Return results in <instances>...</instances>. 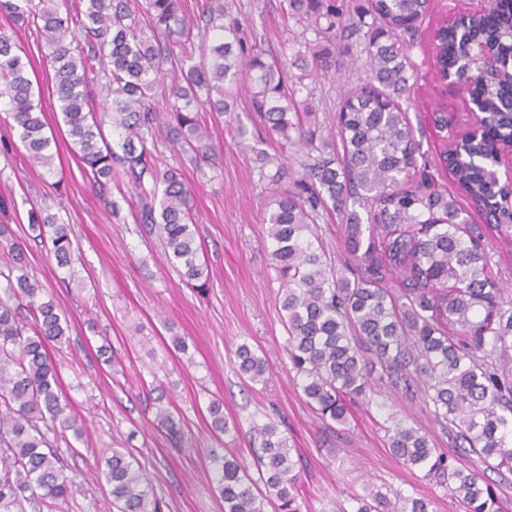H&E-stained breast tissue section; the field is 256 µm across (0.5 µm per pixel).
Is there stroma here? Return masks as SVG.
<instances>
[{
  "label": "stroma",
  "mask_w": 512,
  "mask_h": 512,
  "mask_svg": "<svg viewBox=\"0 0 512 512\" xmlns=\"http://www.w3.org/2000/svg\"><path fill=\"white\" fill-rule=\"evenodd\" d=\"M230 19L239 23L245 46L265 52L270 63L294 54L303 25L284 22L280 0H231ZM466 0H432L411 48L418 80L404 105L427 158H435L434 135L427 112H458L463 97L455 88L436 83L429 63L430 35L441 20L465 9ZM0 27L12 30L29 54L41 91L45 132L56 143L55 173L24 162L20 151L0 153V198L8 208L0 221L10 224L25 243L29 272L69 317L71 344L58 354L64 390L84 420L86 436L74 449H63L74 479V493L57 512H113L97 461L112 449L130 450L165 504L164 512H224L212 481L210 454L231 451L252 465L261 440L256 426L277 422L291 447L301 455L303 512H349L355 495L391 486L415 497L428 496L435 512H464L446 488L423 470L403 468L391 453L380 423L387 416L422 429L433 447L454 453L446 429L432 415L423 396L408 397L387 381L374 380L369 405L354 407L347 425L329 430L307 406L301 382L284 352L281 284L271 269L272 246L263 219L271 192L259 179L258 151L271 143L251 109L248 84H241L234 112L213 134L216 166L206 174L186 167L193 211L202 244L200 257L209 269L205 294L187 288L168 263L156 237L137 224L132 188L117 195L118 213L106 211L80 167L65 129L57 127L58 102L52 93V71L43 65L45 48L36 37L8 18ZM342 66L330 76L307 78L296 94L316 112H334L344 88L367 76L364 44L352 39ZM244 137H235L234 127ZM47 206L70 224L75 251L83 257L74 274L58 267L52 253L28 239V214ZM185 337L187 352L170 346ZM250 343L268 362L264 381L252 383L237 373L235 349ZM111 346L116 364L106 363L100 346ZM162 382L166 399L182 426V442L156 427L158 404L143 383ZM224 404L229 433L214 437L208 413L211 401Z\"/></svg>",
  "instance_id": "35a3bbf8"
}]
</instances>
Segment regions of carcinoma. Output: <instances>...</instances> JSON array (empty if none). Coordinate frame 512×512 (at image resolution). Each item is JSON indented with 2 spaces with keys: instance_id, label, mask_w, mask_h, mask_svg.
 Segmentation results:
<instances>
[{
  "instance_id": "cac0c4a2",
  "label": "carcinoma",
  "mask_w": 512,
  "mask_h": 512,
  "mask_svg": "<svg viewBox=\"0 0 512 512\" xmlns=\"http://www.w3.org/2000/svg\"><path fill=\"white\" fill-rule=\"evenodd\" d=\"M286 15L314 39L303 42L300 73L263 60L247 49L237 29L224 25L228 0H204L200 23L180 22L182 0H0V13L31 29L48 49L60 119L85 174L106 209L112 189L127 184L137 197L139 223L156 236L183 282L206 287L191 191L183 168L214 165L209 127L199 109L217 119L231 111V87L247 76L251 103L266 135L281 152L306 150L293 187L278 189L286 168L280 156L259 154V177L275 187L265 219L273 242L272 269L282 285L285 353L301 379L308 406L322 420L346 422L349 403L371 402V375L405 395L423 382L437 422L455 447L501 474H512V299L493 269L494 247H512V205L499 185L496 146L512 140V0L469 19L460 30L436 29L432 47L441 67L453 69L468 98L481 100L483 138L465 145L453 165L439 159L467 207L429 171L400 99L417 77L405 36L430 13L431 0H285ZM142 11L143 28L136 18ZM365 42L370 76L344 89L335 114L321 118L301 106L296 86L311 75L336 71V28ZM502 44L487 85L472 81L461 64L480 41ZM199 48L200 60L193 62ZM12 33L0 28V100L14 122L27 160L52 173L54 155L45 136L41 104ZM166 87L168 108L157 111L155 86ZM109 103L99 112L98 97ZM442 147L457 139L448 113H427ZM179 155L161 166L158 137ZM423 163H418V159ZM336 213L342 231L340 258L332 260L320 233L322 213ZM494 214L476 224L470 212ZM34 239L50 240L61 267L79 257L70 225L41 208L31 212ZM0 512L52 508L73 493L58 440L81 442L84 422L63 395L51 350L69 343L68 320L29 274L26 255L11 225L0 224ZM239 374L264 380L267 362L248 343L235 350ZM211 428L229 431L223 403L208 406ZM158 426L182 438L170 411L160 407ZM256 456L258 478L235 456L210 459L224 512H302L301 460L270 422ZM388 447L405 467L439 479L466 512H498L494 487L477 471L430 445L422 430L385 427ZM117 512H163L138 462L112 450L103 472ZM354 512H433L431 502L401 490H370Z\"/></svg>"
}]
</instances>
